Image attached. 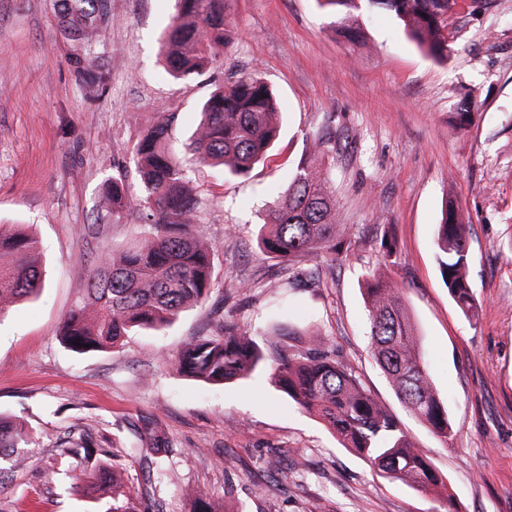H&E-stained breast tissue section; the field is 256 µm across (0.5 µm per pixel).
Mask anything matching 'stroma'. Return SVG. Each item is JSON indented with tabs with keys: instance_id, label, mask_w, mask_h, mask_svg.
I'll return each instance as SVG.
<instances>
[{
	"instance_id": "35a3bbf8",
	"label": "stroma",
	"mask_w": 512,
	"mask_h": 512,
	"mask_svg": "<svg viewBox=\"0 0 512 512\" xmlns=\"http://www.w3.org/2000/svg\"><path fill=\"white\" fill-rule=\"evenodd\" d=\"M65 2L0 0V226L31 225L46 270L39 297L0 317V413L31 438L24 465L0 474V512H106L111 496L78 491L57 446L83 432L111 452L143 512L147 475L132 428L146 418L168 441L159 512H189L186 487L228 512H440L438 492L373 474L277 391L268 371L224 385L175 372L180 347L220 335L227 319L252 336L277 323L297 327L298 335L277 337L281 348L323 342L447 476L460 512H512V0H456L444 61L377 8L358 12L359 45L340 35L318 0H232L233 42L209 74L186 81L165 73L160 54L174 0H94L92 53ZM254 72L282 110L269 158L239 177L182 153L216 84ZM464 100L475 110L458 131ZM169 113L215 288L164 329L74 353L58 330L95 263L145 231L112 215L105 186L121 174L129 197L139 194L135 147ZM318 130L336 140L330 175L351 246L334 271L316 279L300 272L290 286L256 237L265 205ZM451 198L471 220L469 277L480 305L473 320L450 300L435 261L434 226ZM389 228L397 247L385 259L379 247ZM381 266L404 289L448 405L447 441L402 406L372 357L361 284ZM274 455L283 464L276 474L266 465Z\"/></svg>"
}]
</instances>
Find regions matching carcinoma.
Here are the masks:
<instances>
[{"label":"carcinoma","mask_w":512,"mask_h":512,"mask_svg":"<svg viewBox=\"0 0 512 512\" xmlns=\"http://www.w3.org/2000/svg\"><path fill=\"white\" fill-rule=\"evenodd\" d=\"M381 8L402 22L406 35L428 56L448 58L443 23L453 0H323L337 17L342 35L363 42L354 12L361 2ZM72 22L89 48L96 27L88 22L86 0H73ZM231 0H175V14L162 40L168 74L189 79L210 71L217 51L234 39L229 21ZM175 115L168 114L137 143L133 158L141 195L124 200V183L112 178L107 196L112 214L135 210V218L150 226L151 238L131 243L101 257L88 277L87 288L64 318L58 334L67 348L85 353L114 347L130 332L170 324L190 306L205 303L211 293V249L200 240L194 216L198 199L191 178L169 147ZM279 107L271 87L257 74H243L216 86L201 108V120L189 138L188 149L204 166H222L234 176H246L269 157L280 133ZM307 146L295 164L288 185L277 192L261 225L259 250L295 276V267L322 257L336 264L346 241L337 233L339 216L328 173L334 151L331 136H306ZM469 219L448 201L436 225L439 273L448 295L466 315L476 309L468 280ZM44 288L38 239L22 224L0 227V316L15 303L39 296ZM370 349L400 403L441 439H448L452 422L448 408L432 384L421 353L419 334L400 285L378 271L365 278ZM79 345H74V342ZM178 373L222 384L266 365L275 386L305 412L324 423L342 447L367 460L377 476L417 489L443 491L445 512H459L439 473L401 428L399 422L371 395L329 349L285 350L268 358L259 342L229 324L224 334L187 343L174 357ZM29 434L11 416L0 415V461L17 467L26 461L20 449ZM63 455L80 470L86 489L112 490L107 512H134L120 492L122 472L109 462L88 466L93 440L61 443ZM193 512L219 510L209 495L186 490Z\"/></svg>","instance_id":"obj_1"}]
</instances>
